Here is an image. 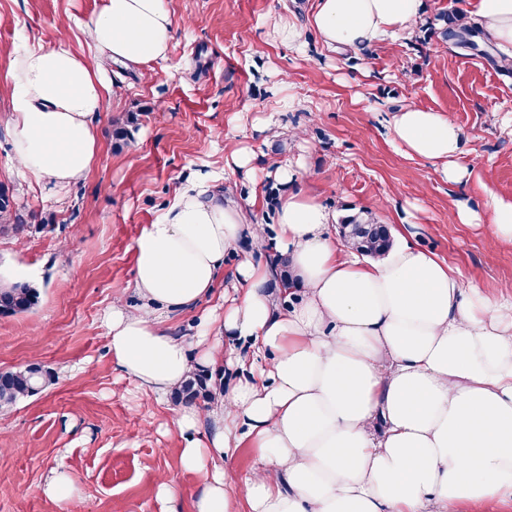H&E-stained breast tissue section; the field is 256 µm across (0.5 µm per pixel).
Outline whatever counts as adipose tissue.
<instances>
[{"mask_svg": "<svg viewBox=\"0 0 512 512\" xmlns=\"http://www.w3.org/2000/svg\"><path fill=\"white\" fill-rule=\"evenodd\" d=\"M478 9L511 63L512 0ZM422 10L423 0H315L306 25L285 16L272 32L297 45L308 26L329 49L366 48L401 38ZM175 25L169 0H104L84 25L93 55L63 41L19 50L8 118L16 168L55 188L85 178L98 150L94 118L112 94L104 70L167 59ZM392 134L444 178L464 177L461 130L445 113L403 108ZM332 224L314 197L285 196L276 248L300 280L293 301L281 304L269 266L243 258L224 317L195 357L165 319L215 288L242 241L262 249L264 227L199 177L135 241L141 306L116 299L106 316L116 366L158 402L194 366L240 372L208 413L211 435L181 450L184 469L211 473L195 512H234L239 499L249 512H486L512 501V300L405 243L364 259ZM245 441L261 465L239 483L212 463Z\"/></svg>", "mask_w": 512, "mask_h": 512, "instance_id": "adipose-tissue-1", "label": "adipose tissue"}]
</instances>
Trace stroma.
<instances>
[{"label": "stroma", "mask_w": 512, "mask_h": 512, "mask_svg": "<svg viewBox=\"0 0 512 512\" xmlns=\"http://www.w3.org/2000/svg\"><path fill=\"white\" fill-rule=\"evenodd\" d=\"M479 0H424L403 38L360 51L326 49L313 29L301 47L271 34L314 0H170L177 26L169 58L125 70L95 124L99 150L85 178L49 188L11 165L7 75L23 43L66 37L89 55L83 24L103 0H0V184L27 227L0 234V277L39 291L28 313L0 317V370L38 363L55 374L39 394L0 410V512H162L158 475L178 490L179 512L206 473L180 465L181 404L156 403L115 365L105 316L117 293L138 307L133 244L180 184L222 177L250 219L275 224L280 197L302 192L335 217L371 212L409 242L497 297L512 283V251H498L487 193L512 199V66L442 35V13L481 28ZM416 106L448 114L464 132L458 182L391 142L393 114ZM136 115L127 140L115 122ZM244 162L226 165L232 152ZM292 171L291 179L281 170ZM224 313V289L171 315L170 333L194 343L200 322ZM70 498L44 494L55 471Z\"/></svg>", "instance_id": "obj_1"}]
</instances>
